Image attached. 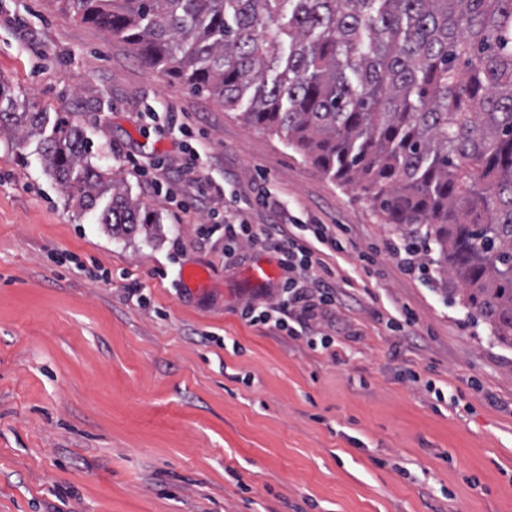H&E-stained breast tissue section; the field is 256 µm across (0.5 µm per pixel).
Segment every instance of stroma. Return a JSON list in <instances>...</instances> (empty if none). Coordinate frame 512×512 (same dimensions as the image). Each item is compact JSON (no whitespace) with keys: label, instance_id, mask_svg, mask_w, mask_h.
I'll return each instance as SVG.
<instances>
[{"label":"stroma","instance_id":"1","mask_svg":"<svg viewBox=\"0 0 512 512\" xmlns=\"http://www.w3.org/2000/svg\"><path fill=\"white\" fill-rule=\"evenodd\" d=\"M0 81L68 113L92 163L160 219L152 237L113 236L69 202L39 138L0 136V512H512V347L435 268L388 254L399 239L364 192L55 0H0ZM151 108L201 131L226 210L269 221L249 203L262 170L298 215L345 225L351 296L321 325L338 357L244 322L276 284L252 272L276 258L244 245L225 261L195 233L206 208L154 193L146 171L178 173L186 155ZM131 278L147 306L127 301ZM394 302L410 333L379 320Z\"/></svg>","mask_w":512,"mask_h":512}]
</instances>
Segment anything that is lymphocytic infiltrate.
Returning a JSON list of instances; mask_svg holds the SVG:
<instances>
[{
    "instance_id": "f902f5d3",
    "label": "lymphocytic infiltrate",
    "mask_w": 512,
    "mask_h": 512,
    "mask_svg": "<svg viewBox=\"0 0 512 512\" xmlns=\"http://www.w3.org/2000/svg\"><path fill=\"white\" fill-rule=\"evenodd\" d=\"M182 175L189 190L172 198L181 212L197 208L202 199L224 194L223 188L198 170L194 161L186 162ZM252 203L270 212L269 223L251 224L213 207L208 211V223L196 227L201 238L222 234L224 253L228 256L234 255L243 243H260L272 249L283 276L271 291V301L261 305L246 303L240 312L242 319L250 326L291 337L308 335L312 347L333 348L334 337L316 340L312 334L326 312L335 307L342 292V277L328 259L348 250L343 240L344 225L325 224L313 216L303 220L291 215L287 203L264 184L259 185Z\"/></svg>"
}]
</instances>
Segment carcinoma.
Listing matches in <instances>:
<instances>
[{"label": "carcinoma", "mask_w": 512, "mask_h": 512, "mask_svg": "<svg viewBox=\"0 0 512 512\" xmlns=\"http://www.w3.org/2000/svg\"><path fill=\"white\" fill-rule=\"evenodd\" d=\"M60 2L359 187L512 346V0ZM48 121L0 82V134L41 137L77 208L110 195L112 235L152 236L159 218L92 165L82 130Z\"/></svg>", "instance_id": "obj_1"}]
</instances>
